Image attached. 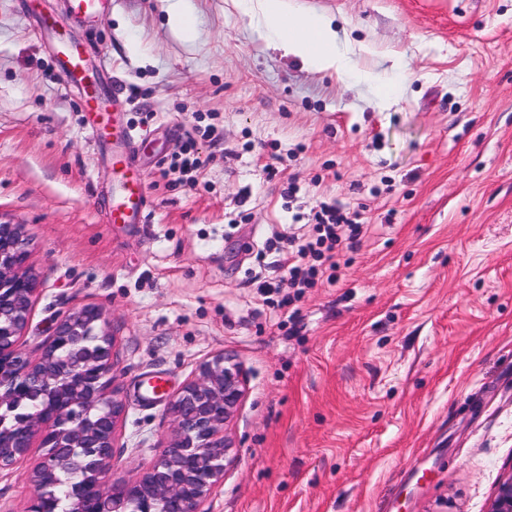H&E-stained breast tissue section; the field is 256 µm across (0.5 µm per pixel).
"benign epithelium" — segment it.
Returning <instances> with one entry per match:
<instances>
[{
	"instance_id": "benign-epithelium-1",
	"label": "benign epithelium",
	"mask_w": 512,
	"mask_h": 512,
	"mask_svg": "<svg viewBox=\"0 0 512 512\" xmlns=\"http://www.w3.org/2000/svg\"><path fill=\"white\" fill-rule=\"evenodd\" d=\"M27 258L24 225L0 222V473L12 472L32 448L47 449L27 473L32 492L24 512H49L46 490L60 484L54 458L73 448L90 457L73 472V512H89L91 496L112 512H156L159 502L177 512H211L232 448L224 427L244 397L240 366L222 354L201 362L166 401L171 433L157 459L130 479H111L125 407L113 387L114 338L104 311L87 305L58 317L32 359L24 343L37 281ZM27 399L40 403L5 425L4 412ZM491 512H512V475L498 484Z\"/></svg>"
}]
</instances>
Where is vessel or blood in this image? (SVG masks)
Returning a JSON list of instances; mask_svg holds the SVG:
<instances>
[{
	"mask_svg": "<svg viewBox=\"0 0 512 512\" xmlns=\"http://www.w3.org/2000/svg\"><path fill=\"white\" fill-rule=\"evenodd\" d=\"M108 0H65L66 12L75 21L91 23L106 7ZM42 34L53 41L61 79L79 94V102L88 114L92 138H100L105 127L106 112L98 94V82L88 69L90 45L72 42L60 30L54 16L41 14ZM148 200L142 184L128 177L111 200V221L115 224H141L147 217Z\"/></svg>",
	"mask_w": 512,
	"mask_h": 512,
	"instance_id": "vessel-or-blood-1",
	"label": "vessel or blood"
}]
</instances>
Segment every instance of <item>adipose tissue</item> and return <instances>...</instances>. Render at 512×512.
<instances>
[{
  "label": "adipose tissue",
  "instance_id": "obj_1",
  "mask_svg": "<svg viewBox=\"0 0 512 512\" xmlns=\"http://www.w3.org/2000/svg\"><path fill=\"white\" fill-rule=\"evenodd\" d=\"M260 19L268 40L304 63L339 74L350 69L338 37L328 19L321 16L298 18L288 14L280 0H258Z\"/></svg>",
  "mask_w": 512,
  "mask_h": 512
}]
</instances>
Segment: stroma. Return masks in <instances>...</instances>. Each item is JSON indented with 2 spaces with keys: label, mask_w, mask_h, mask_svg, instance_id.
Wrapping results in <instances>:
<instances>
[{
  "label": "stroma",
  "mask_w": 512,
  "mask_h": 512,
  "mask_svg": "<svg viewBox=\"0 0 512 512\" xmlns=\"http://www.w3.org/2000/svg\"><path fill=\"white\" fill-rule=\"evenodd\" d=\"M171 2L62 21L99 83L123 88L120 125L151 137L134 156L148 221L112 224L120 176L29 0H0V221L30 240L29 355L59 313L104 310L127 405L112 479L170 432L148 383L178 392L221 353L245 395L212 512H489L512 474V0H282L330 18L370 83L275 47L240 0H183L189 35ZM394 75L400 98L382 105L375 81ZM190 135L192 188L160 177ZM321 200L368 231L284 323L250 282L255 254L306 233ZM42 455L0 476V512H23Z\"/></svg>",
  "instance_id": "stroma-1"
}]
</instances>
